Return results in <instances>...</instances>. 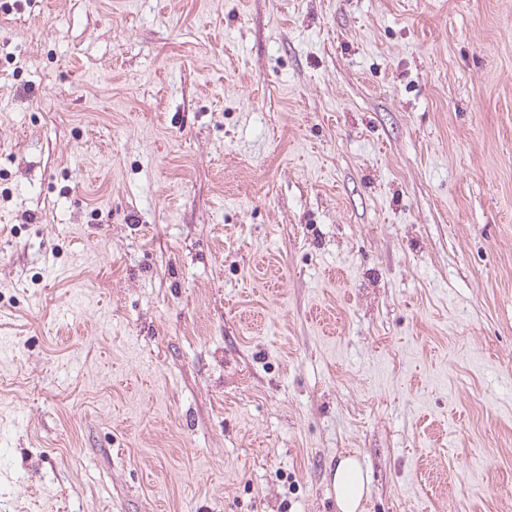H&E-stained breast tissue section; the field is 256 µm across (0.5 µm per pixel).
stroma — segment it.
Wrapping results in <instances>:
<instances>
[{
	"label": "stroma",
	"mask_w": 512,
	"mask_h": 512,
	"mask_svg": "<svg viewBox=\"0 0 512 512\" xmlns=\"http://www.w3.org/2000/svg\"><path fill=\"white\" fill-rule=\"evenodd\" d=\"M512 512V0H0V504ZM370 475L354 456L339 459L333 471L332 485L336 495V508L339 512L360 510L370 483Z\"/></svg>",
	"instance_id": "35a3bbf8"
}]
</instances>
